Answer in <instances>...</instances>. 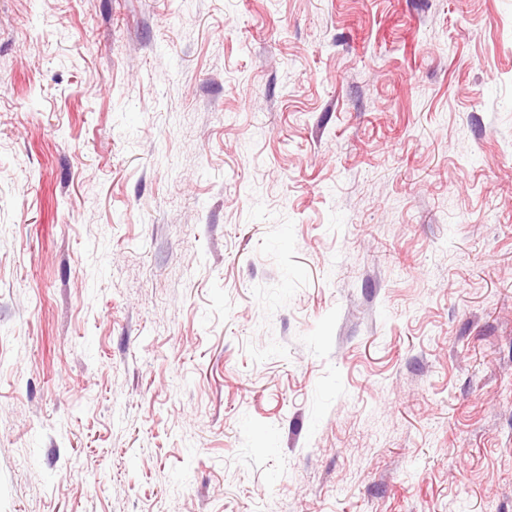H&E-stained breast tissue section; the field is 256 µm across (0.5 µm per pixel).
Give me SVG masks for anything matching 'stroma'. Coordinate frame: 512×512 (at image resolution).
<instances>
[{"label": "stroma", "mask_w": 512, "mask_h": 512, "mask_svg": "<svg viewBox=\"0 0 512 512\" xmlns=\"http://www.w3.org/2000/svg\"><path fill=\"white\" fill-rule=\"evenodd\" d=\"M0 512H512V0H0Z\"/></svg>", "instance_id": "1"}]
</instances>
